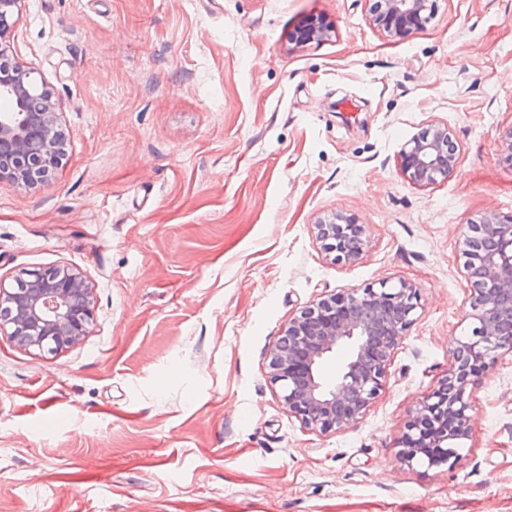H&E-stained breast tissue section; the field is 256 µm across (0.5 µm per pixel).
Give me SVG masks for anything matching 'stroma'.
I'll use <instances>...</instances> for the list:
<instances>
[{"label":"stroma","instance_id":"obj_1","mask_svg":"<svg viewBox=\"0 0 512 512\" xmlns=\"http://www.w3.org/2000/svg\"><path fill=\"white\" fill-rule=\"evenodd\" d=\"M321 16L328 40L291 35ZM11 50L59 105L68 156L0 185V282L61 264L93 288L64 352L0 335V512H512V353L472 392L451 468L397 459L471 322L469 222L512 214V0H435L398 40L367 0H25ZM448 124L417 187L399 154ZM370 239L348 264L313 224ZM405 280L423 312L353 426L306 429L268 354L319 298ZM409 140L400 152V171L412 185L425 187L450 176L458 159V143L448 124L436 122ZM314 229L326 253H336L334 259L345 263L358 261L369 243L365 226L358 224L352 216L333 213L318 217Z\"/></svg>","mask_w":512,"mask_h":512}]
</instances>
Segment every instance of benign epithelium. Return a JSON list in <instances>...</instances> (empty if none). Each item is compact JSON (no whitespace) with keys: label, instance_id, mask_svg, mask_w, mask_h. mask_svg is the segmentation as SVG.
<instances>
[{"label":"benign epithelium","instance_id":"benign-epithelium-1","mask_svg":"<svg viewBox=\"0 0 512 512\" xmlns=\"http://www.w3.org/2000/svg\"><path fill=\"white\" fill-rule=\"evenodd\" d=\"M22 0H0V94L13 107L0 113V184L47 183L61 148L57 103L35 69L7 53ZM433 0H379L372 24L390 38H404L432 16ZM331 27L312 20L298 28V45L330 36ZM458 143L445 123L409 140L400 152V171L425 187L450 176ZM496 149L512 167V126L502 130ZM316 238L335 259L354 263L368 246L365 226L348 215L318 218ZM464 268L473 283L471 334L457 342L437 388L415 408L402 437L400 462L446 465L471 436L474 378L505 352L512 353V215L489 214L471 221L463 236ZM422 308L415 285L401 281L326 295L288 320L270 350V378L280 387L288 413L311 431L327 433L354 425L378 396L386 369ZM94 322V297L85 276L51 264L29 270L15 286L0 285V334L25 348L49 354L67 350ZM340 347L350 349L339 377L327 383L320 364Z\"/></svg>","mask_w":512,"mask_h":512}]
</instances>
